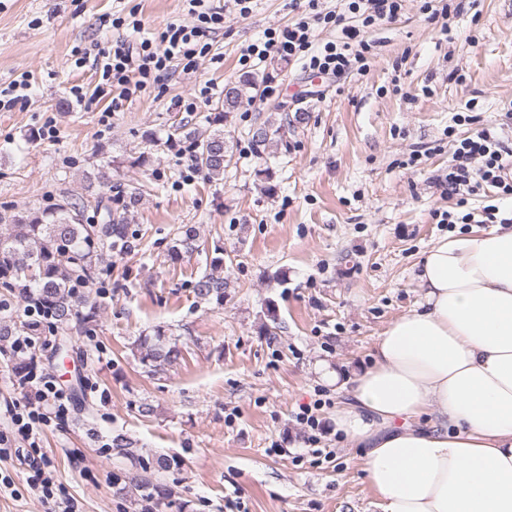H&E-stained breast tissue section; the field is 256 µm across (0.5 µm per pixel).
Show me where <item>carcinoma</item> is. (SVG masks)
I'll list each match as a JSON object with an SVG mask.
<instances>
[{
	"label": "carcinoma",
	"instance_id": "cac0c4a2",
	"mask_svg": "<svg viewBox=\"0 0 512 512\" xmlns=\"http://www.w3.org/2000/svg\"><path fill=\"white\" fill-rule=\"evenodd\" d=\"M259 84L255 76L246 74L228 85L223 103L210 118L213 130L207 134L187 132L186 125L172 126L165 144L189 153L194 165L208 179H224V164L231 161L233 148L224 138V123L243 102L255 98ZM304 120L303 113L280 120H268L252 134L255 145L283 143L288 127ZM144 187H135L122 199L121 209L97 201V219L85 217L87 205L80 198L63 196L44 208L0 211V296L6 303L30 302L38 306L40 316L19 319L7 312L0 314V354L7 357L15 383L22 385L37 371L35 352L14 344L19 336L39 342L52 336L59 349L68 351L72 335H88L98 325L100 305L83 292L103 271L105 256L112 252L128 253L141 245L131 235L128 220L138 204ZM229 279L218 273H207L193 285L195 298L220 306L228 297ZM278 314L276 305L267 301L262 310L260 333L276 338ZM132 356L145 372L155 375L182 357L178 339L158 327L151 336H140L131 343ZM135 442L122 433L111 437L103 451L127 460L135 469L130 483L132 493L156 506L189 512V505L175 499L165 482V472L179 468L184 459L176 455L144 458L134 450Z\"/></svg>",
	"mask_w": 512,
	"mask_h": 512
}]
</instances>
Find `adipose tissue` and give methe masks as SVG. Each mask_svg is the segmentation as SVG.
Here are the masks:
<instances>
[{"label":"adipose tissue","mask_w":512,"mask_h":512,"mask_svg":"<svg viewBox=\"0 0 512 512\" xmlns=\"http://www.w3.org/2000/svg\"><path fill=\"white\" fill-rule=\"evenodd\" d=\"M423 300L340 388L380 512H512V226L452 231L424 255Z\"/></svg>","instance_id":"obj_1"}]
</instances>
